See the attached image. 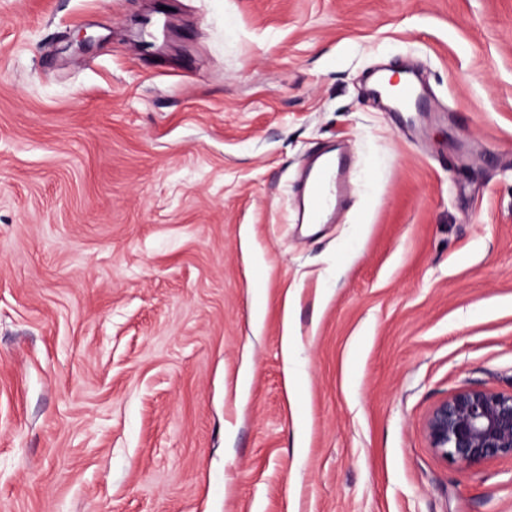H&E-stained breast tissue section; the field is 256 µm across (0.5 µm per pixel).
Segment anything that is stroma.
Masks as SVG:
<instances>
[{
    "instance_id": "1",
    "label": "stroma",
    "mask_w": 512,
    "mask_h": 512,
    "mask_svg": "<svg viewBox=\"0 0 512 512\" xmlns=\"http://www.w3.org/2000/svg\"><path fill=\"white\" fill-rule=\"evenodd\" d=\"M470 386L512 389V0H0V512H512L429 444ZM351 166L348 156L336 158L333 152L322 153L313 175L307 180L302 201L306 224H321L324 215L344 200L350 185Z\"/></svg>"
}]
</instances>
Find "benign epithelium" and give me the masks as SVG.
I'll use <instances>...</instances> for the list:
<instances>
[{
    "label": "benign epithelium",
    "mask_w": 512,
    "mask_h": 512,
    "mask_svg": "<svg viewBox=\"0 0 512 512\" xmlns=\"http://www.w3.org/2000/svg\"><path fill=\"white\" fill-rule=\"evenodd\" d=\"M426 431L435 454L464 469L512 459V391L461 389L436 405Z\"/></svg>",
    "instance_id": "1"
}]
</instances>
